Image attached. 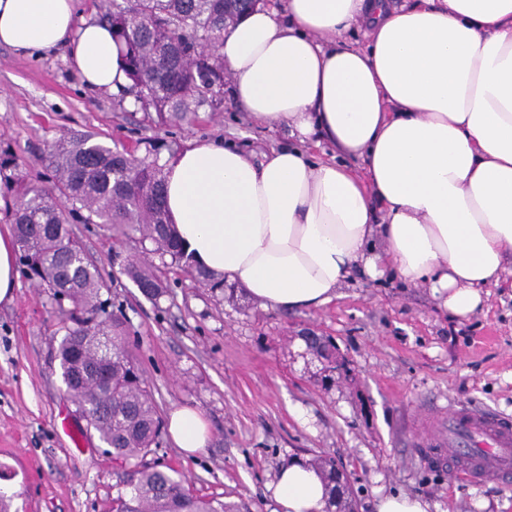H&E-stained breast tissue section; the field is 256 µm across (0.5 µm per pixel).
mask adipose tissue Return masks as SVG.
Segmentation results:
<instances>
[{
	"label": "adipose tissue",
	"instance_id": "adipose-tissue-1",
	"mask_svg": "<svg viewBox=\"0 0 512 512\" xmlns=\"http://www.w3.org/2000/svg\"><path fill=\"white\" fill-rule=\"evenodd\" d=\"M75 0H0V44L63 49L80 80L130 84L107 25L75 23ZM361 24L367 44L341 40ZM224 71L253 121L299 147L253 155L193 142L164 167V205L194 266L279 310L317 308L351 272L424 284L465 318L512 255V0H281L222 36ZM324 138L361 160L315 159ZM168 431L205 447L199 411ZM271 512H325L317 470L295 459Z\"/></svg>",
	"mask_w": 512,
	"mask_h": 512
}]
</instances>
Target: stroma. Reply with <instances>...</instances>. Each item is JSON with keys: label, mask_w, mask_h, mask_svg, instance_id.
I'll return each instance as SVG.
<instances>
[{"label": "stroma", "mask_w": 512, "mask_h": 512, "mask_svg": "<svg viewBox=\"0 0 512 512\" xmlns=\"http://www.w3.org/2000/svg\"><path fill=\"white\" fill-rule=\"evenodd\" d=\"M96 135L157 164L194 140L213 139L262 156L293 145L286 129L253 123L225 102L176 125L158 124L133 99L84 87L63 52L38 56L0 46V149L42 173L48 146ZM102 271L105 298L123 322L160 416L180 406L204 416L209 442L185 456L162 436L150 461L182 474L194 494L237 512H268L269 484L291 458L335 457L357 512L406 493L429 512H512V485L469 484L426 464L418 444L431 409L450 402L512 415V275L484 290L481 310L455 318L430 288L353 277L339 298L287 312L242 292L225 297L157 255L134 231L74 224ZM150 269L164 293L143 296L127 273ZM59 313L46 289L19 279L0 303V468L13 474L11 512H112L128 468L79 418L56 358ZM332 339L346 361L333 383L301 338ZM79 429L74 447L60 417Z\"/></svg>", "instance_id": "obj_1"}]
</instances>
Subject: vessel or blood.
Segmentation results:
<instances>
[{
	"label": "vessel or blood",
	"mask_w": 512,
	"mask_h": 512,
	"mask_svg": "<svg viewBox=\"0 0 512 512\" xmlns=\"http://www.w3.org/2000/svg\"><path fill=\"white\" fill-rule=\"evenodd\" d=\"M448 432L420 448L424 460L472 482L512 477V417L457 405L446 414Z\"/></svg>",
	"instance_id": "obj_1"
}]
</instances>
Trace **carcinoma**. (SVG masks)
I'll list each match as a JSON object with an SVG mask.
<instances>
[{"label": "carcinoma", "instance_id": "1", "mask_svg": "<svg viewBox=\"0 0 512 512\" xmlns=\"http://www.w3.org/2000/svg\"><path fill=\"white\" fill-rule=\"evenodd\" d=\"M260 0H126L101 16L123 57L135 103L168 124L183 120L224 94V59L219 42L228 27ZM46 173L36 182L13 153L0 150V214L14 226L22 275L47 290L60 313L63 332L57 357L62 382L76 409L89 421L112 457L130 465L131 486L112 499V512H233L218 498L186 489L176 470L144 457L159 447L162 421L146 387L123 322L102 298L106 287L88 258L71 220L82 224H134L160 259L196 272L206 286L224 289L196 270L176 240L163 206V170L155 162L95 141L86 134L51 144ZM147 298L162 294L156 276L131 265ZM312 354L336 369V347L324 337ZM309 464L328 487L325 512H355L353 493L336 492V459L318 455Z\"/></svg>", "mask_w": 512, "mask_h": 512}]
</instances>
